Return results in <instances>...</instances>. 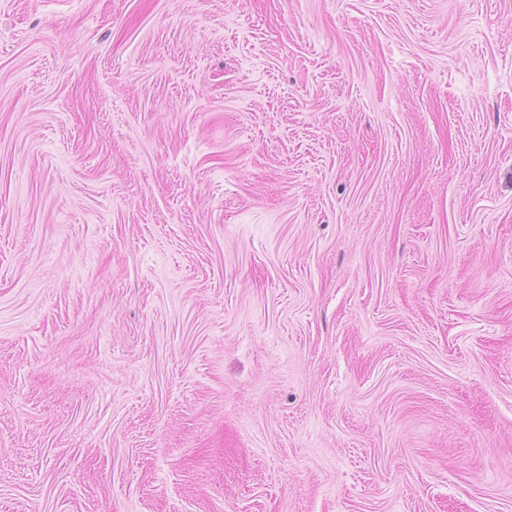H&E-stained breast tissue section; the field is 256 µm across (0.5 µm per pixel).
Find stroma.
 Here are the masks:
<instances>
[{"mask_svg": "<svg viewBox=\"0 0 512 512\" xmlns=\"http://www.w3.org/2000/svg\"><path fill=\"white\" fill-rule=\"evenodd\" d=\"M0 512H512V0H0Z\"/></svg>", "mask_w": 512, "mask_h": 512, "instance_id": "stroma-1", "label": "stroma"}]
</instances>
